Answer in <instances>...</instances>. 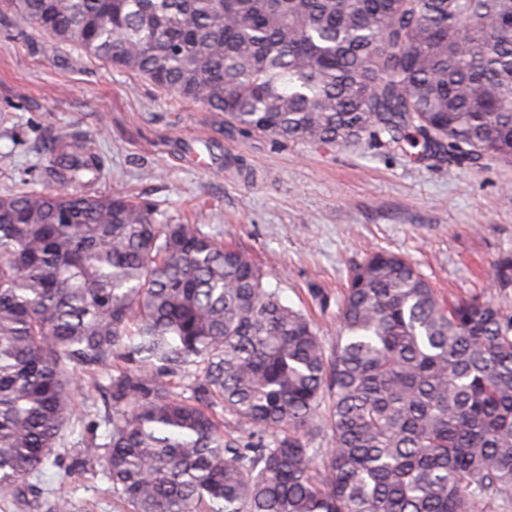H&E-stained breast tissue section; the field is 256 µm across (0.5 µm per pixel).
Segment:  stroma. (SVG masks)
<instances>
[{
    "mask_svg": "<svg viewBox=\"0 0 512 512\" xmlns=\"http://www.w3.org/2000/svg\"><path fill=\"white\" fill-rule=\"evenodd\" d=\"M71 134L104 162L81 194L125 193L160 221H187L247 250L325 341L336 336L350 269L372 251L409 257L437 295L502 297L490 271L512 257V165L418 161L384 135L322 149L234 130L223 113L58 40L0 2V191L38 182L52 142ZM74 407L41 483L71 512H122L101 467L76 447L91 436L83 389Z\"/></svg>",
    "mask_w": 512,
    "mask_h": 512,
    "instance_id": "35a3bbf8",
    "label": "stroma"
}]
</instances>
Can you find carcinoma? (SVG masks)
<instances>
[{
  "mask_svg": "<svg viewBox=\"0 0 512 512\" xmlns=\"http://www.w3.org/2000/svg\"><path fill=\"white\" fill-rule=\"evenodd\" d=\"M21 20L318 148L370 130L512 163V0H7ZM57 139L47 187L0 194V500L65 444L76 382L108 396L82 442L128 512H474L512 499V305L444 303L405 256L352 270L326 346L250 253L158 224ZM512 287V259L493 268ZM331 400L333 444L313 420Z\"/></svg>",
  "mask_w": 512,
  "mask_h": 512,
  "instance_id": "obj_1",
  "label": "carcinoma"
}]
</instances>
